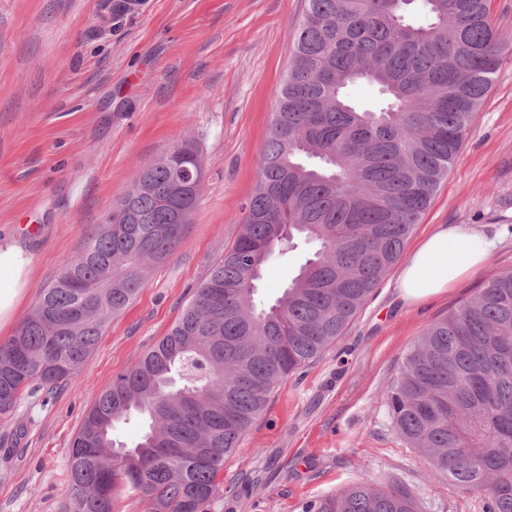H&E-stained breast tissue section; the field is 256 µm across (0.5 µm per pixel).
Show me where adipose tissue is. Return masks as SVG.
I'll return each instance as SVG.
<instances>
[{"mask_svg": "<svg viewBox=\"0 0 512 512\" xmlns=\"http://www.w3.org/2000/svg\"><path fill=\"white\" fill-rule=\"evenodd\" d=\"M492 243L486 236L455 224L439 225L405 260L395 281L399 298L418 303L444 293L480 269ZM32 254L14 242L0 243V330L7 328L33 267Z\"/></svg>", "mask_w": 512, "mask_h": 512, "instance_id": "ef3b65f1", "label": "adipose tissue"}]
</instances>
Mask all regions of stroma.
<instances>
[{
  "instance_id": "35a3bbf8",
  "label": "stroma",
  "mask_w": 512,
  "mask_h": 512,
  "mask_svg": "<svg viewBox=\"0 0 512 512\" xmlns=\"http://www.w3.org/2000/svg\"><path fill=\"white\" fill-rule=\"evenodd\" d=\"M0 0V240L30 251L14 335L62 262L146 163L199 150L206 177L185 239L152 267L85 367L37 402L0 416V512H74L69 453L86 411L113 377L164 336L241 231L258 154L291 59L305 0ZM482 232L488 262L447 292L400 301L388 274L344 335L281 381L219 477L217 512H301L303 503L384 476L419 494L420 512H481L432 477L397 435L387 393L422 332L512 272V57H504L472 130L404 250L439 225ZM307 257L270 264L256 304L270 305Z\"/></svg>"
}]
</instances>
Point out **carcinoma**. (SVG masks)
<instances>
[{
    "mask_svg": "<svg viewBox=\"0 0 512 512\" xmlns=\"http://www.w3.org/2000/svg\"><path fill=\"white\" fill-rule=\"evenodd\" d=\"M306 0L291 62L258 155L242 230L168 332L97 394L70 451L74 512H112L121 487L149 512H209L219 475L276 385L342 336L400 259L465 142L512 33L490 0ZM366 81L382 98L352 101ZM138 173L66 260L15 334L0 344V415L87 363L112 318L188 232L176 178L205 176L185 144ZM316 249L275 302L253 296L276 255ZM397 435L431 474L512 512V273L433 322L390 387ZM136 420L134 446L114 438ZM115 458H102V449ZM302 512H418V495L386 478L308 501Z\"/></svg>",
    "mask_w": 512,
    "mask_h": 512,
    "instance_id": "obj_1",
    "label": "carcinoma"
}]
</instances>
